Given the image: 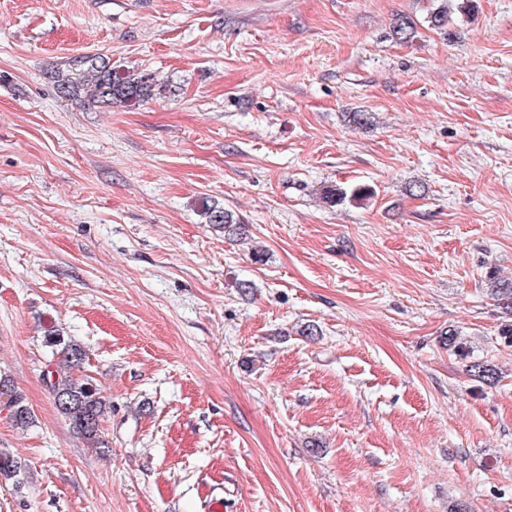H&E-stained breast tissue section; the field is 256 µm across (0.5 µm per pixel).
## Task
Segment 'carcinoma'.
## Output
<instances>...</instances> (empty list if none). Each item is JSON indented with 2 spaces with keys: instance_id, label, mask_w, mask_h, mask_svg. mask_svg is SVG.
I'll use <instances>...</instances> for the list:
<instances>
[{
  "instance_id": "carcinoma-1",
  "label": "carcinoma",
  "mask_w": 512,
  "mask_h": 512,
  "mask_svg": "<svg viewBox=\"0 0 512 512\" xmlns=\"http://www.w3.org/2000/svg\"><path fill=\"white\" fill-rule=\"evenodd\" d=\"M454 0H432L427 22L438 30H447L451 20L450 4ZM416 29L410 20L402 18L394 22L392 37L407 42L415 36ZM81 86L88 88L90 100L99 105L110 106L123 103L136 106L151 98L155 92L166 87L155 76L140 72H118L104 60L91 55L86 57L80 77ZM323 199L331 206L345 201L359 203L370 196L365 187L347 191L330 186L323 190ZM203 217L210 226L233 235L244 229V225L228 210L218 206H205ZM490 295L498 306L512 313V282H502L491 278ZM47 342L60 348L62 359L59 363H48L43 370V381L54 395L55 405L60 415L69 421L73 432L94 448H101L102 422L112 413V402L101 392L88 376H76L87 358L84 346L73 340H65L57 329H48ZM0 411L8 413L13 425L26 428L33 424L34 414L24 399L15 390L8 375L0 372ZM24 467L13 454L0 448V479L22 484Z\"/></svg>"
}]
</instances>
